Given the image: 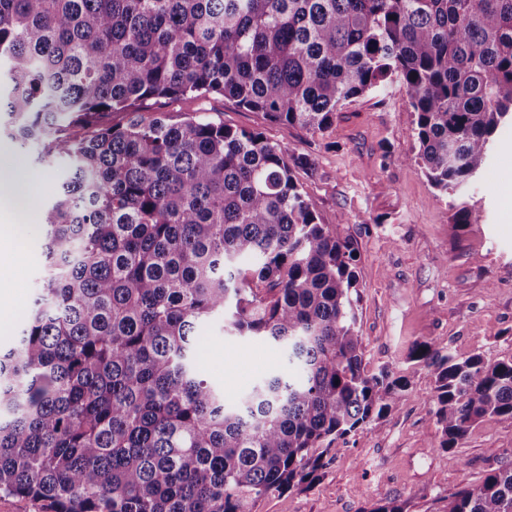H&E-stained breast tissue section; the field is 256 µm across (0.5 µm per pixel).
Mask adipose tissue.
<instances>
[{
	"label": "adipose tissue",
	"instance_id": "adipose-tissue-1",
	"mask_svg": "<svg viewBox=\"0 0 512 512\" xmlns=\"http://www.w3.org/2000/svg\"><path fill=\"white\" fill-rule=\"evenodd\" d=\"M30 178L22 171L0 170V241L17 242L26 237L31 212Z\"/></svg>",
	"mask_w": 512,
	"mask_h": 512
}]
</instances>
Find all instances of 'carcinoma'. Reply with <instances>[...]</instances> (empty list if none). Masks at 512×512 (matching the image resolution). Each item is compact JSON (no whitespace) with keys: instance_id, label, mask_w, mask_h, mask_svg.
I'll use <instances>...</instances> for the list:
<instances>
[{"instance_id":"cac0c4a2","label":"carcinoma","mask_w":512,"mask_h":512,"mask_svg":"<svg viewBox=\"0 0 512 512\" xmlns=\"http://www.w3.org/2000/svg\"><path fill=\"white\" fill-rule=\"evenodd\" d=\"M3 81L0 135L71 166L41 204V288L0 348V496L38 512H256L311 486L330 444L398 410L419 371L441 451L486 418L512 424V356L424 340L402 374L366 370L357 249L311 209L307 156L141 107L223 96L322 135L399 82L415 163L457 194L512 126V0H0ZM216 314L228 336L286 348L300 376L226 396L200 365ZM443 501L512 512V464Z\"/></svg>"}]
</instances>
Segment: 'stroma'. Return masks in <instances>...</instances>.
Instances as JSON below:
<instances>
[{
    "instance_id": "obj_1",
    "label": "stroma",
    "mask_w": 512,
    "mask_h": 512,
    "mask_svg": "<svg viewBox=\"0 0 512 512\" xmlns=\"http://www.w3.org/2000/svg\"><path fill=\"white\" fill-rule=\"evenodd\" d=\"M146 114L197 113L238 129H254L290 152L308 155L298 178L323 224L353 239L360 295L358 327L369 371L406 367L413 342L430 340L459 355L495 362L512 356V132L497 139L486 167L462 196H444L413 162L417 143L405 87L344 106L324 135L273 124L262 113L212 96L148 102ZM23 167L41 203L63 179L64 160L34 163L0 136V169ZM464 201L470 224H452V203ZM345 223H337L338 214ZM44 230L23 241V276L0 345L10 346L43 276ZM204 374L226 395L248 391L264 376L286 371L276 345L228 336L213 318L200 329ZM426 372L411 379L399 410L333 443L331 461L309 488L276 494L257 512H363L380 500L406 502L408 512H441L442 499L512 463V424L481 422L461 447L443 452L426 398Z\"/></svg>"
}]
</instances>
